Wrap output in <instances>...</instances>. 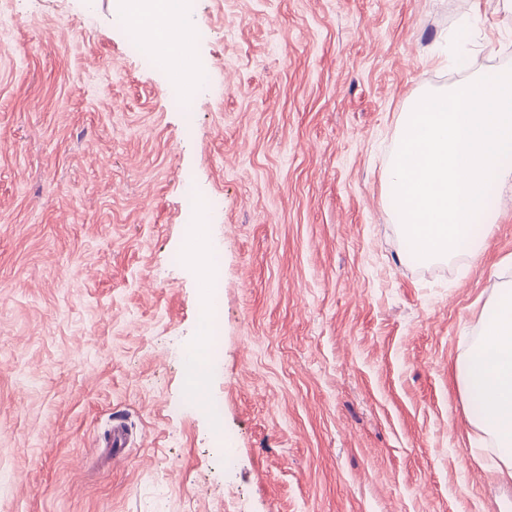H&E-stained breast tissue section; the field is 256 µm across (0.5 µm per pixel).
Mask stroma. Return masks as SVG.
<instances>
[{"mask_svg": "<svg viewBox=\"0 0 512 512\" xmlns=\"http://www.w3.org/2000/svg\"><path fill=\"white\" fill-rule=\"evenodd\" d=\"M117 5L0 0V512H512L455 380L512 282V188L477 253L432 263L385 194L408 102L461 79L450 34L494 74L512 9L190 0L211 37L177 69L129 53ZM185 173L224 269L220 432L186 401Z\"/></svg>", "mask_w": 512, "mask_h": 512, "instance_id": "stroma-1", "label": "stroma"}]
</instances>
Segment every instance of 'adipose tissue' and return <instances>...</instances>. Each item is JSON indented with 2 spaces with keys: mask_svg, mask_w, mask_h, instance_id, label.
Wrapping results in <instances>:
<instances>
[{
  "mask_svg": "<svg viewBox=\"0 0 512 512\" xmlns=\"http://www.w3.org/2000/svg\"><path fill=\"white\" fill-rule=\"evenodd\" d=\"M167 11L168 0H152L133 18L151 50L186 39L184 29L171 31L160 24ZM455 379L462 393H480L482 409L472 424L494 439L498 471L512 479V283L500 287L483 313L479 338L457 365Z\"/></svg>",
  "mask_w": 512,
  "mask_h": 512,
  "instance_id": "adipose-tissue-1",
  "label": "adipose tissue"
}]
</instances>
